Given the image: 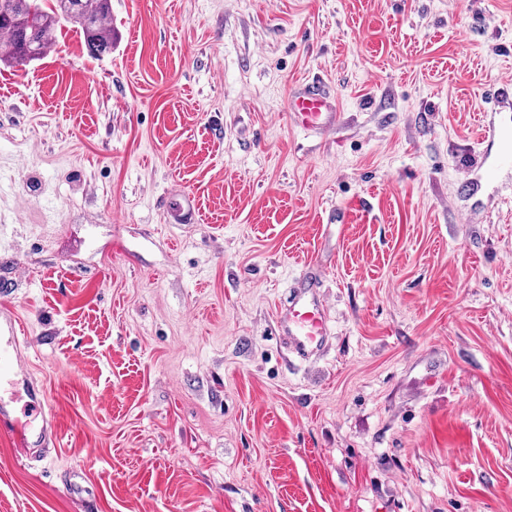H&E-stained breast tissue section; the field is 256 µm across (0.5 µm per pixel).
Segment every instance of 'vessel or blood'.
<instances>
[{
  "instance_id": "vessel-or-blood-1",
  "label": "vessel or blood",
  "mask_w": 512,
  "mask_h": 512,
  "mask_svg": "<svg viewBox=\"0 0 512 512\" xmlns=\"http://www.w3.org/2000/svg\"><path fill=\"white\" fill-rule=\"evenodd\" d=\"M341 116L340 104L331 98L320 81L298 86L288 98V119L296 127L321 132L334 129ZM314 272L300 273L289 290L288 303L277 313V328L289 349L300 358L322 352L329 336V312L318 292ZM23 343L16 320L0 324V385L14 384L18 374L17 357ZM0 435L8 436L20 448L32 445L31 435L22 421L0 400Z\"/></svg>"
}]
</instances>
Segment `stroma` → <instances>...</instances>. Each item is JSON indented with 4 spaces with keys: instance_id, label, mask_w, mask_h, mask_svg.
<instances>
[{
    "instance_id": "35a3bbf8",
    "label": "stroma",
    "mask_w": 512,
    "mask_h": 512,
    "mask_svg": "<svg viewBox=\"0 0 512 512\" xmlns=\"http://www.w3.org/2000/svg\"><path fill=\"white\" fill-rule=\"evenodd\" d=\"M0 67V318L60 440L0 512H512V0H112ZM322 81L335 129L288 121ZM190 211L181 224L172 206ZM315 264L328 349L276 315Z\"/></svg>"
}]
</instances>
